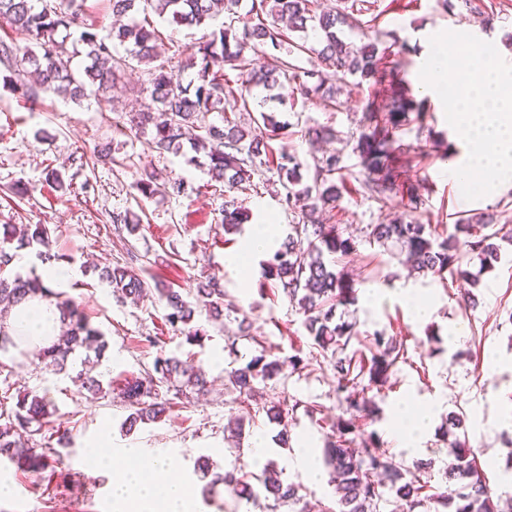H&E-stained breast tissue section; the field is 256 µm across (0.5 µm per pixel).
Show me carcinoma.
Instances as JSON below:
<instances>
[{
	"instance_id": "carcinoma-1",
	"label": "carcinoma",
	"mask_w": 512,
	"mask_h": 512,
	"mask_svg": "<svg viewBox=\"0 0 512 512\" xmlns=\"http://www.w3.org/2000/svg\"><path fill=\"white\" fill-rule=\"evenodd\" d=\"M112 14L124 17L140 10H152L162 17L192 27L206 19L224 15L225 21L212 38L192 54L193 62L187 68L195 70V82L183 84L180 70L161 63L150 69L146 88L151 104L131 115V127L137 130L148 126L155 133L148 146L160 153L178 151L184 143L208 158L210 180L228 188L224 195V233L234 234L248 220L247 212L230 192L246 189L251 177L262 166L275 167L284 191L283 205L298 217L290 225V232L280 247L266 254L260 261L263 276L275 282L297 304L304 315L303 325L315 345L323 352H331L336 378V394L342 413L330 424L331 436L323 448L325 464L331 468V482L336 489L338 512H380L383 489L409 504V510L427 503L428 512H496L494 490L487 484L485 474L477 464L473 449L460 440L448 443V455L454 463L444 472L448 486L428 493L429 485L421 482L416 471L429 469L432 463L411 469L387 455L378 435L370 433L357 440L362 420H372L379 408L373 389L388 383L390 372L398 362L401 347L393 337L382 331L372 334L365 350H349L352 343H362L356 323L336 321V308L348 307L357 301L354 279L335 267L334 256L349 255L355 244L344 236L338 224L324 222L323 214L339 206L347 190L345 167L340 153L334 152L314 159L304 166L296 157L276 153L271 142L284 134L289 123L275 116L260 113L261 122L246 128L236 119V113L248 110V98L253 90L272 91L286 83L294 85L305 100H322L337 104L338 89L331 82L336 74L360 76L375 85L386 81V66L378 56V48L368 42L354 45L345 35L361 29L362 22L354 16L353 7L319 10V0H251L247 11L249 21L242 30L236 23L241 17V0H107ZM83 0H67V9L53 0H0V18L7 20L14 30L31 44L25 51L11 41L0 40V67L21 76L27 67H33V79L21 82L28 100L36 103L41 94L52 92L72 101L93 98L97 102L121 78L131 62L151 64L158 60L159 31L148 17L132 19L112 33L101 36L81 19ZM291 32H299L296 40H284L279 24ZM317 39L321 48L308 45L309 37ZM72 38L83 46L88 63L83 71L71 67V56L63 47ZM126 45V55L113 54V40ZM269 44L283 50L286 57H274L265 68L251 67L245 55L247 49ZM316 55L317 63L309 69H300L288 58L299 53ZM236 72L230 78L226 70ZM391 102L384 112H368L363 129L349 134L356 141L354 150L360 159L361 170L357 182L379 211L392 207L391 193L397 178L395 165L396 135L410 123L413 99L403 92L391 90ZM211 112L224 113L223 124L208 121ZM304 136L312 142L343 141L341 134L330 126H309ZM137 190L145 197L165 196L185 192V181H170L149 173L136 181ZM493 217L462 218L455 225V233L446 237L436 228L417 218L402 213L386 223L367 225L368 238L381 245L392 241L400 244L405 262L412 268L433 277L448 274L455 280L472 286L478 280L468 270L466 258L477 256L483 265L492 267L500 259V247L492 239L501 233L486 229ZM19 234V246L39 247L38 254L49 261L52 255V228L47 224H23L16 228L3 225L0 239V355H11V360L27 358L22 348L29 335L11 325L9 317L21 303L39 299L55 306L62 322L68 328L53 338L50 345L36 353L37 365L63 372L68 361L82 350L96 358L104 357L108 343L100 328L92 325L78 303L62 298L34 275L11 279L1 275L15 257L4 244ZM99 279L112 291L126 298H139L148 288L147 282L130 266L104 267ZM165 301V320L177 330L184 327L187 343L201 340L200 329L190 327L196 312L195 302H203L210 316L219 318L224 312V288L214 278L197 283L195 294H183L172 288L158 289ZM303 362L298 355L288 361L270 358L265 346L243 366L228 373L229 381L239 398L248 399L257 379L270 380L283 372L284 365L296 370ZM177 395L201 394L207 391L204 371L189 361L157 352L152 361V374L144 379L126 382L122 395L133 412L127 417L128 428L137 423L154 422L166 412V403L157 385ZM298 404L278 403L266 409L271 423L285 424L289 413ZM53 414V404L44 396L26 392L17 399L15 407L6 410L0 405V458L15 464L24 472L41 474L49 467L51 448L38 450L22 439V434L39 433L45 420ZM195 468L212 476V484H222L239 499L255 497L251 481L263 489L266 498L273 501L275 512L286 503L300 501L299 487L286 483L274 464L261 474H254L235 466L221 472L211 459L201 456Z\"/></svg>"
}]
</instances>
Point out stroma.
Here are the masks:
<instances>
[{
    "mask_svg": "<svg viewBox=\"0 0 512 512\" xmlns=\"http://www.w3.org/2000/svg\"><path fill=\"white\" fill-rule=\"evenodd\" d=\"M477 6L475 14L462 8L448 13L438 0H363L360 20L374 22L378 50L387 60L404 59L401 75L425 117L401 133L407 149L400 158L401 185L392 194L394 209L379 211L358 194L353 175L359 159L345 146L342 164L352 178L329 217L356 243L355 251L339 261L357 288V302L348 307L346 319L357 322L364 334L384 331L405 350L389 384L376 397L377 417L364 423L363 432H376L387 453L405 465L434 461L430 484L437 487L451 463L449 438L441 426L447 416L459 415L463 426L452 436L478 450L502 510L512 499V242L500 241V260L493 268L482 269L479 259H470L468 266L479 284L469 289L459 281L418 274L399 262L395 248L381 247L366 236L367 225L403 212L410 184L422 199L417 218L438 231L451 232L460 218L482 214L493 215L496 227L512 229V184L494 198L468 201L450 178L449 160L465 147L456 141L439 97L427 92L419 79L430 52L429 38L443 30L493 43L512 64V0H478ZM153 24L163 39L161 57L174 66L185 65L197 46L220 27L211 19L191 28L164 17L154 18ZM148 80L146 66L126 71L124 86L111 105L92 99L77 104L47 95L33 107L10 86L0 84V225L47 224L54 230L51 262H42L36 250L20 249L7 273L25 276L50 267L78 269V279L58 282L54 289L81 305L109 342L105 356L91 370L103 385L96 396L78 388L67 372L27 364L0 368V394L34 391L47 395L56 408L40 434L32 437L34 447L56 445L64 432L70 437L68 447L42 474H25L0 461V474L9 475L13 486L12 496L0 499V512H112L110 475L93 474L85 467L87 449L99 446L115 453L130 446L147 454L166 451L177 474L198 493L196 512H267L265 499L240 501L224 487H211L209 478L195 469L202 454L221 468L241 461L256 472L264 460H272L288 482L299 486L301 505H308L310 512H336L329 469H322L321 481L314 483L295 463L304 439L323 448L330 432L327 420L337 413L331 357L313 345L297 307L282 289L264 279L259 263L245 270L225 264V255L243 245L246 235L225 237L224 197L209 186L206 166L193 163L190 146L161 154L149 149L146 134L113 137L114 127L128 125L130 114L148 104ZM278 94L277 100L262 107L251 105L250 110L255 115L265 110L289 122L288 133L278 144L305 164L314 157L303 136L307 126L329 125L349 132L358 127L366 110L380 111L386 99L370 84L350 82L341 85L337 107L303 100L288 85ZM105 145L111 148L112 160L96 156ZM54 170L62 173L63 186L53 183ZM151 171L173 181L186 180L192 189L145 198L134 183ZM19 183L30 189L22 199L12 192ZM252 184L241 195L251 224L271 222L278 225L280 236H287L294 217L281 203L276 171L260 170ZM127 212L141 219L136 232L112 222L113 215ZM128 262L150 286L137 301L117 297L98 278L100 267ZM206 276L223 286L226 309L216 321L206 308H199L193 324L204 336L191 345L166 323L159 291L168 286L189 290ZM405 292L429 307L427 319L415 318L401 300ZM243 321L250 326L247 341L236 338ZM153 336L161 339V347L150 344ZM260 343L274 356L299 355L304 367H288L275 379L256 381L253 398L244 404L237 400L228 373L249 361ZM160 349L191 358L204 370L208 391L191 398L171 397V407L160 420L126 429L130 410L121 390L126 381L144 377ZM282 400L301 404L289 418L285 448L276 440L278 425L264 413L265 407ZM309 405L322 406V413L308 415ZM400 409L433 413L435 426L422 437L418 454H409L392 437L393 418ZM238 422L244 436L237 443L228 433ZM257 437L268 443L261 460L253 455ZM301 505L283 506L279 512H300Z\"/></svg>",
    "mask_w": 512,
    "mask_h": 512,
    "instance_id": "35a3bbf8",
    "label": "stroma"
}]
</instances>
